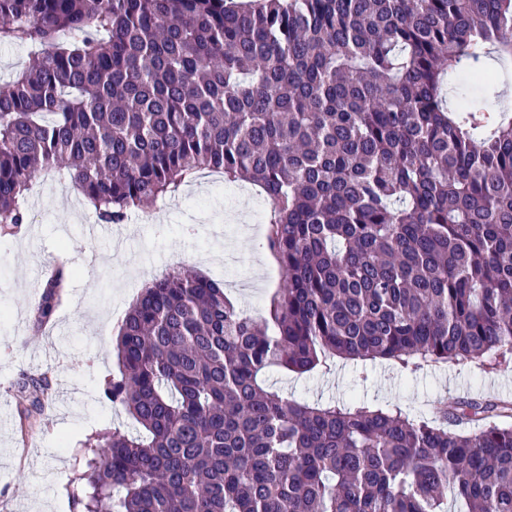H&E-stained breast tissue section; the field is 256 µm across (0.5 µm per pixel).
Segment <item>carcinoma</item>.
<instances>
[{"label":"carcinoma","mask_w":512,"mask_h":512,"mask_svg":"<svg viewBox=\"0 0 512 512\" xmlns=\"http://www.w3.org/2000/svg\"><path fill=\"white\" fill-rule=\"evenodd\" d=\"M0 235L36 177L104 224L208 172L258 186L285 282L258 322L191 269L154 279L89 438L84 512H512V403L310 405L277 368L416 373L512 354V0H0ZM465 74L486 104L447 96ZM57 263L32 313L61 306ZM28 50L17 45H0V82L12 79L27 61Z\"/></svg>","instance_id":"obj_1"}]
</instances>
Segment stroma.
Masks as SVG:
<instances>
[{"label": "stroma", "mask_w": 512, "mask_h": 512, "mask_svg": "<svg viewBox=\"0 0 512 512\" xmlns=\"http://www.w3.org/2000/svg\"><path fill=\"white\" fill-rule=\"evenodd\" d=\"M219 175L205 173L179 196L132 210L124 223L87 239L94 212L71 182L54 174L34 183L25 232L0 238V512H81L71 481L86 438L133 420L101 401L117 369L118 325L141 289L161 274L190 268L220 283L228 299L262 316L283 273L266 243L265 224L239 220L244 204L264 202L258 187L226 196ZM74 270L66 298L41 332L30 328L36 278L59 259ZM47 376L57 399L24 418V378ZM268 382L309 403L396 404L427 414L440 400H512V368L486 371L464 362L404 375L387 361L336 360L303 375L273 372Z\"/></svg>", "instance_id": "stroma-1"}]
</instances>
